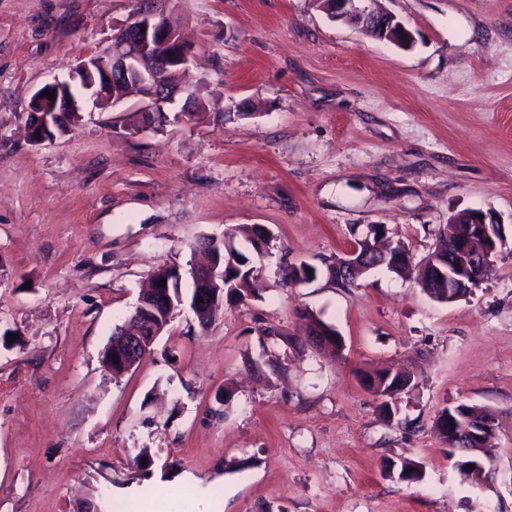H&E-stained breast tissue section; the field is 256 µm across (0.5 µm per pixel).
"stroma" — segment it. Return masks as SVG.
<instances>
[{"label": "stroma", "instance_id": "stroma-1", "mask_svg": "<svg viewBox=\"0 0 512 512\" xmlns=\"http://www.w3.org/2000/svg\"><path fill=\"white\" fill-rule=\"evenodd\" d=\"M376 5L412 47L319 0H166L208 119L175 122L179 95L133 134L132 95L35 146L32 93L105 54L133 0H0V512H162L164 490L223 512H512V242L453 303L384 268L351 288L321 270L374 224L417 266L459 211L512 225V0ZM254 224L274 235L259 297L205 332L182 308L109 371L153 270ZM300 262L316 280H289ZM308 312L342 353L306 342ZM384 367L416 377L391 423L359 379ZM460 404L496 416L490 482L433 429ZM134 336H125L122 339L123 344L126 346V351L122 360L124 361V367L130 366V368L137 362L141 355L146 354L150 351V348L156 337L153 339L146 340L141 336L139 331L134 333ZM129 368V369H130Z\"/></svg>", "mask_w": 512, "mask_h": 512}]
</instances>
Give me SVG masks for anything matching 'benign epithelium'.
Segmentation results:
<instances>
[{
    "instance_id": "7a95c632",
    "label": "benign epithelium",
    "mask_w": 512,
    "mask_h": 512,
    "mask_svg": "<svg viewBox=\"0 0 512 512\" xmlns=\"http://www.w3.org/2000/svg\"><path fill=\"white\" fill-rule=\"evenodd\" d=\"M324 2L328 4L326 10L331 18L359 27L377 39L402 46H410L414 42L412 32L401 21L392 14L380 12L366 5L368 0H324ZM162 49L165 53L162 56H156L155 65H160L172 73L179 67L188 69L190 53L179 34L169 26L163 11L137 10L133 14V21L114 35L108 62L102 66L104 83L110 86L126 82L135 85V90L140 93L143 100V105L140 107L139 127L141 128L155 124L157 113L163 111V104L171 101L178 94H187L186 112L194 111V96L180 82L161 85L156 76V70L146 71L139 66L142 55ZM85 91L86 94L81 98L70 94L57 96L55 103L45 108L38 117L47 123L52 118L62 117L65 112L81 111V105L84 103H89L92 108L97 109L106 99L112 97V90L99 92L93 83L87 86ZM449 223L475 224L486 240V243L475 248L469 242H458L456 256L451 263L446 256L433 257L431 265L449 267L448 278L455 282V288H457V294L452 298L455 302L469 295L472 288L480 283L478 274L481 271L494 266V259L507 242V235L499 215L492 209L463 210L454 214L449 219ZM204 248L209 252L206 264L202 266L191 264L187 268L178 265L173 270V277L166 280L168 293L176 286L182 287V282L186 278L195 281L197 297L201 298V301L194 302L190 306L192 310L205 307L214 309L219 306V302L213 301L210 288L217 283V280L224 278V263L221 258L213 254V245L206 242ZM377 266L376 261H365V257L359 255V250L353 249L338 263L336 275L357 280ZM122 342L126 346L124 365L129 366L150 351L154 340L145 339L137 331L133 336L124 337ZM485 431L491 435L494 434L493 419L476 421L465 416L454 422V437L457 439L478 438Z\"/></svg>"
}]
</instances>
